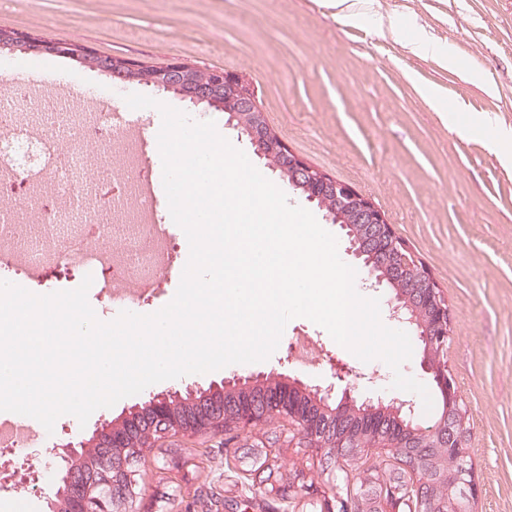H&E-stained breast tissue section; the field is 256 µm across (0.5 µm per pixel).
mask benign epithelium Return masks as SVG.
Returning a JSON list of instances; mask_svg holds the SVG:
<instances>
[{
  "label": "benign epithelium",
  "instance_id": "1",
  "mask_svg": "<svg viewBox=\"0 0 512 512\" xmlns=\"http://www.w3.org/2000/svg\"><path fill=\"white\" fill-rule=\"evenodd\" d=\"M31 39L27 34L18 31L0 36V46L28 52ZM49 52L56 56L75 57L93 69L101 68V55L87 47H80L71 41L45 40ZM196 66L179 58L169 60L160 67L154 80L148 85L158 90H176L185 98L196 104L207 103L218 107L230 115V120H240L238 128L246 135L256 148V155L264 158L278 154L285 159L292 172L291 184L307 182L314 201L319 194H328L335 198L336 205L346 209L347 222L362 225L364 236L370 240H378L386 251L407 250L384 212L350 184L339 181L331 176L314 175L315 168L304 158L289 149L280 138H273L267 132V122L263 111L257 105L254 95L243 90V81L231 72L224 70L210 71V80L196 83ZM416 266L417 280L422 287V298L432 309V322L426 327L417 323L415 317H401V310L410 307V303L398 294L387 299L391 317L411 330L423 349V370L433 376L439 391L442 409L440 428L430 430L427 444L435 447L438 442L448 439V404L453 401L454 385L448 378L447 368L439 365L442 351L448 349V308L447 302L440 301V295L434 288V279L426 268L413 262ZM274 379V374L237 376L224 379L220 385H209L206 389L198 388L187 391L198 413L192 431L198 432L210 427L214 417H225L224 404L215 401L216 394L227 391L247 393L258 392L252 399H245L240 404L232 429L238 431L259 430L283 423L296 436L303 439L307 446L321 452L326 451L327 444H336V413L313 417L308 414L289 413V397L297 390L312 394L322 406L341 397L342 401L351 405L357 403L355 395L356 382L365 374L349 367L331 365L330 373L320 385H308L297 378ZM181 393L174 391L169 394L148 395L141 403L134 406L130 417L122 423L113 425L106 423L96 433V448L101 456L99 473H93L82 466L85 455V441L79 437L65 444L55 445L48 451L49 459L44 461L45 467L54 468L56 484L54 492H67L70 504L69 512H137L134 502L137 497L134 463L151 450L156 438L171 433L178 426L179 417L173 413V402L183 399ZM385 400L403 412L408 419H413L415 403L411 399H400L386 392L377 396L378 402ZM458 479L468 478L466 485L470 494L455 504V512H472V501L478 497L479 486L475 476L462 467L456 473ZM422 483L442 491L448 489V470L434 472L423 470Z\"/></svg>",
  "mask_w": 512,
  "mask_h": 512
}]
</instances>
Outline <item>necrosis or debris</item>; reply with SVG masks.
<instances>
[{
    "label": "necrosis or debris",
    "instance_id": "obj_1",
    "mask_svg": "<svg viewBox=\"0 0 512 512\" xmlns=\"http://www.w3.org/2000/svg\"><path fill=\"white\" fill-rule=\"evenodd\" d=\"M30 94L19 86L0 97V200L36 207L38 231H20L18 214L0 213V275L7 281L43 282L48 270L79 266L97 276L113 299L138 306L171 267L170 237L156 218L148 171H133L140 135L118 128L110 113L69 109L64 127L32 122ZM95 140L119 154L112 188L93 191L89 169L75 140ZM112 223H103L105 214ZM99 231L109 247L89 250L84 241Z\"/></svg>",
    "mask_w": 512,
    "mask_h": 512
}]
</instances>
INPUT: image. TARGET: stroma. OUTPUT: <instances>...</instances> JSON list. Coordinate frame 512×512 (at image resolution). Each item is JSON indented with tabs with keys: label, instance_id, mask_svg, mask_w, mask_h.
I'll use <instances>...</instances> for the list:
<instances>
[{
	"label": "stroma",
	"instance_id": "stroma-1",
	"mask_svg": "<svg viewBox=\"0 0 512 512\" xmlns=\"http://www.w3.org/2000/svg\"><path fill=\"white\" fill-rule=\"evenodd\" d=\"M394 28H375L371 13ZM0 28L73 41L102 55L159 66L180 58L239 74L269 126L312 166L353 186L386 215L397 236L431 273L448 301V366L471 415V450L480 494L474 512H512V0H0ZM421 30L440 54L411 52L406 33ZM42 67L74 107L86 97L107 112L137 92L215 122L256 168L264 163L224 112L179 94L119 85L104 73L55 56ZM317 350L310 366L292 357L297 339ZM392 381L380 360L362 362L322 327L299 317L271 357L148 386L151 394L208 386L237 374L280 373L321 383L330 362ZM138 396L96 410L86 424L58 418L34 441L45 451L103 421L127 418ZM255 435H174L136 463L138 512H291L288 499L253 481L245 461ZM281 471L299 462L326 490L319 458L262 446ZM34 483L0 478V512H42L53 478L34 461Z\"/></svg>",
	"mask_w": 512,
	"mask_h": 512
}]
</instances>
